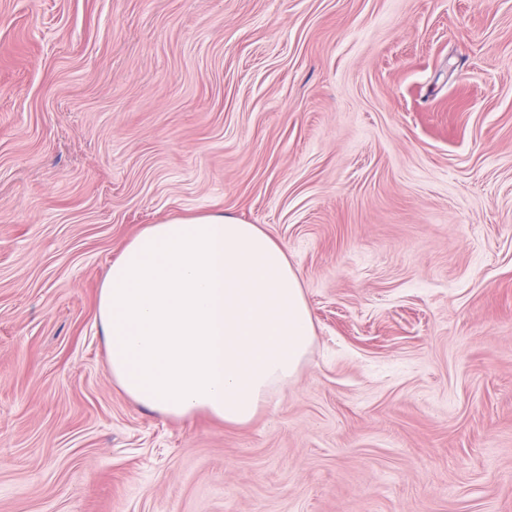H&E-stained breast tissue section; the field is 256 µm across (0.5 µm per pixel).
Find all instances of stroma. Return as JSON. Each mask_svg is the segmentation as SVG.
Masks as SVG:
<instances>
[{"label":"stroma","instance_id":"1","mask_svg":"<svg viewBox=\"0 0 512 512\" xmlns=\"http://www.w3.org/2000/svg\"><path fill=\"white\" fill-rule=\"evenodd\" d=\"M204 212L314 322L241 426L131 401L96 320ZM0 512H512V0H0Z\"/></svg>","mask_w":512,"mask_h":512}]
</instances>
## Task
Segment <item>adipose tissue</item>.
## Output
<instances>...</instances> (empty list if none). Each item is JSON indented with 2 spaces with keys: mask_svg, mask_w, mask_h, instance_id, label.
<instances>
[{
  "mask_svg": "<svg viewBox=\"0 0 512 512\" xmlns=\"http://www.w3.org/2000/svg\"><path fill=\"white\" fill-rule=\"evenodd\" d=\"M96 318L127 397L168 418L205 412L229 425L255 418L315 338L283 246L221 213L164 219L128 240Z\"/></svg>",
  "mask_w": 512,
  "mask_h": 512,
  "instance_id": "adipose-tissue-1",
  "label": "adipose tissue"
}]
</instances>
